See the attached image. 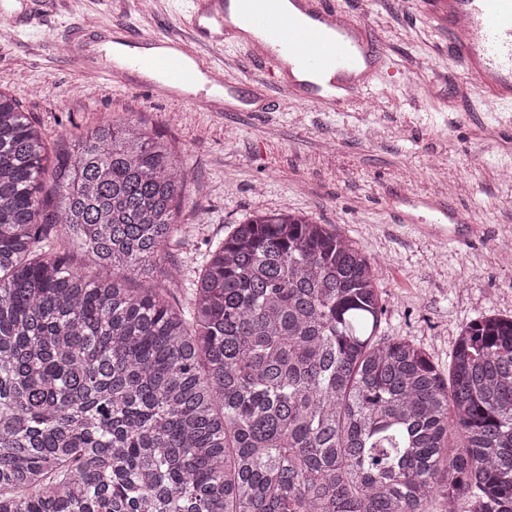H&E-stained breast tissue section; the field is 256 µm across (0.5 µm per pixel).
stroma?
<instances>
[{
    "label": "stroma",
    "instance_id": "stroma-1",
    "mask_svg": "<svg viewBox=\"0 0 512 512\" xmlns=\"http://www.w3.org/2000/svg\"><path fill=\"white\" fill-rule=\"evenodd\" d=\"M185 0H53L32 25L0 21V91L30 112L51 148L72 150L104 118L143 120L174 145L190 201L180 216L195 241L222 238L264 212L292 211L338 231L374 258L383 296L380 336L405 337L447 371L462 324L512 315V118L484 102L464 108L474 80L448 54V31L426 0H337L364 22L403 87L381 84L341 111L269 100L264 112H207L146 88L81 75L63 39L91 17L102 25L169 31ZM435 196L470 211L485 233L442 244L397 223L390 202Z\"/></svg>",
    "mask_w": 512,
    "mask_h": 512
}]
</instances>
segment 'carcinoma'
Masks as SVG:
<instances>
[{"mask_svg":"<svg viewBox=\"0 0 512 512\" xmlns=\"http://www.w3.org/2000/svg\"><path fill=\"white\" fill-rule=\"evenodd\" d=\"M188 201L140 120L52 156L0 91V512H512V316L444 376L377 338L374 259L288 211L206 243L183 306ZM171 270L175 272L178 280L194 278L195 271L199 265V256L191 250L177 249L172 254Z\"/></svg>","mask_w":512,"mask_h":512,"instance_id":"cac0c4a2","label":"carcinoma"}]
</instances>
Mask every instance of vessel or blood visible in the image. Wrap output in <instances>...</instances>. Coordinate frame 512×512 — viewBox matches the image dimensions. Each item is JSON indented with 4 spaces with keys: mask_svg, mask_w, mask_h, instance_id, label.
Here are the masks:
<instances>
[{
    "mask_svg": "<svg viewBox=\"0 0 512 512\" xmlns=\"http://www.w3.org/2000/svg\"><path fill=\"white\" fill-rule=\"evenodd\" d=\"M39 0H18L12 9L0 8V19L11 27L30 23ZM299 19L287 17L280 0H237L230 11L227 0H191L177 19L183 37L124 27L99 30L101 40L112 42L131 60L128 68L108 57L88 61L75 50L88 27L77 24L66 48L70 66L96 77L132 81L137 68L159 73L148 87L167 98L224 112L263 111L266 87L291 96L297 104L341 109L367 89L384 66L368 29L337 7L335 0H293ZM429 11L451 35L449 50L475 79L488 105L512 103V0H428ZM230 42L245 44L256 75L228 77L223 61L211 52H223ZM321 75V82L306 80V73ZM398 219L419 225L423 234L456 239L459 228L479 233L466 211L432 196L399 199Z\"/></svg>",
    "mask_w": 512,
    "mask_h": 512,
    "instance_id": "b4317fda",
    "label": "vessel or blood"
}]
</instances>
